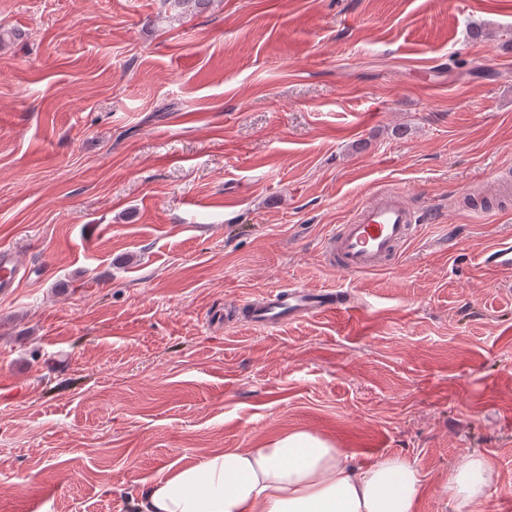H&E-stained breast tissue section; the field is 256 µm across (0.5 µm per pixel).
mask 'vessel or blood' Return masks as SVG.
<instances>
[{
  "instance_id": "1",
  "label": "vessel or blood",
  "mask_w": 512,
  "mask_h": 512,
  "mask_svg": "<svg viewBox=\"0 0 512 512\" xmlns=\"http://www.w3.org/2000/svg\"><path fill=\"white\" fill-rule=\"evenodd\" d=\"M417 232V218L404 203V196L393 188L377 190L362 204L348 223L331 226L321 242V253L328 267L354 275L387 269L399 249ZM23 267L10 250H0V290L13 288ZM335 294L288 285L267 292L252 302L248 320L266 328L298 313L323 314L334 311Z\"/></svg>"
}]
</instances>
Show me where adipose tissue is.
Returning <instances> with one entry per match:
<instances>
[{
	"label": "adipose tissue",
	"instance_id": "obj_1",
	"mask_svg": "<svg viewBox=\"0 0 512 512\" xmlns=\"http://www.w3.org/2000/svg\"><path fill=\"white\" fill-rule=\"evenodd\" d=\"M491 468L468 456L447 490L469 512L493 490ZM422 478L414 461L387 456L364 468L310 432H289L262 448L224 450L160 473L145 512H417Z\"/></svg>",
	"mask_w": 512,
	"mask_h": 512
}]
</instances>
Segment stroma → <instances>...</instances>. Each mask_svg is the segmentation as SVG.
Here are the masks:
<instances>
[{
	"mask_svg": "<svg viewBox=\"0 0 512 512\" xmlns=\"http://www.w3.org/2000/svg\"><path fill=\"white\" fill-rule=\"evenodd\" d=\"M487 37L474 41L472 26ZM0 512H143L159 472L305 430L400 454L417 512L483 455L512 512V0H0ZM389 269L319 241L381 187ZM286 284L333 313L227 304ZM23 267L19 257L11 250H0V290L13 288ZM340 291H322L288 285L272 289L261 301L250 303L249 322L261 328L280 324L298 313L323 314L336 310L334 297Z\"/></svg>",
	"mask_w": 512,
	"mask_h": 512,
	"instance_id": "1",
	"label": "stroma"
}]
</instances>
